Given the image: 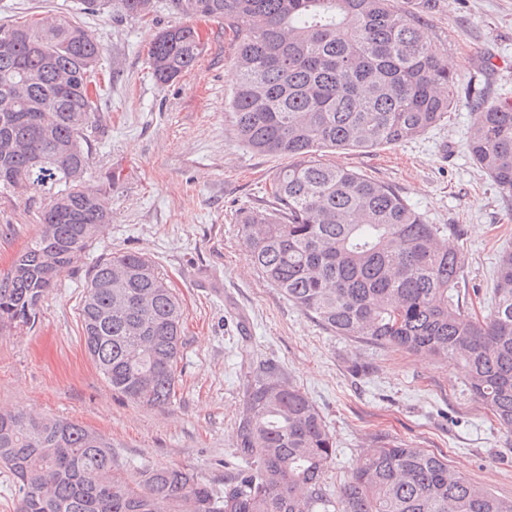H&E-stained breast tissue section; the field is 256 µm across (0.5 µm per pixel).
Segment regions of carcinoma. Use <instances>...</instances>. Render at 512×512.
I'll list each match as a JSON object with an SVG mask.
<instances>
[{"instance_id":"carcinoma-1","label":"carcinoma","mask_w":512,"mask_h":512,"mask_svg":"<svg viewBox=\"0 0 512 512\" xmlns=\"http://www.w3.org/2000/svg\"><path fill=\"white\" fill-rule=\"evenodd\" d=\"M147 18L153 0H115ZM179 21L157 32L147 64L169 83L202 53L192 18H222L236 39L229 115L240 142L296 162L272 179L269 204L243 216L242 239L261 276L345 338L457 358L470 391L512 436V250L501 252L489 314L478 316L448 225L429 224L390 186L315 158L412 140L458 104L448 59L398 0H171ZM30 32L0 55V191L44 199L39 229L0 279V332L35 322L58 275L112 220L90 183L85 131L101 96L97 41L67 19L17 21ZM468 150L512 197V102L479 106ZM43 163L35 167L32 157ZM50 253L52 261L43 259ZM79 318L84 346L112 392L164 408L178 382L183 308L158 267L137 252L100 258ZM236 454L247 463L217 492L187 469L117 472L112 442L76 422L0 411V465L18 486L17 512H512V499L459 476L448 458L374 438L336 489V440L306 392L273 360L247 372Z\"/></svg>"}]
</instances>
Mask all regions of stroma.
Here are the masks:
<instances>
[{"label": "stroma", "mask_w": 512, "mask_h": 512, "mask_svg": "<svg viewBox=\"0 0 512 512\" xmlns=\"http://www.w3.org/2000/svg\"><path fill=\"white\" fill-rule=\"evenodd\" d=\"M46 16L82 24L112 76L88 132L93 184L115 177L105 196L112 220L60 275L34 325L0 335V408L57 416L110 437L123 475L179 466L220 491L234 460L248 365L272 358L336 438L329 479L350 474L363 444L383 436L445 455L465 479L512 499V436L473 396L461 364L336 335L252 265L239 220L266 205L272 178L289 160L254 153L237 138L224 109L235 86V46L223 20H195L198 62L162 83L146 59L155 33L176 20L169 0H155L144 19L113 6L91 12L83 0H0V25ZM423 23L458 74L456 109L413 140L316 157L390 185L428 223L460 228L462 285L478 289L474 307L484 315L498 256L512 248V198L475 165L466 143L477 118L472 99L512 97V0H435ZM37 227L30 194H0V277ZM127 250L155 262L184 308L180 381L162 410L114 394L81 338L78 313L93 265ZM356 363L361 372H353Z\"/></svg>", "instance_id": "1"}]
</instances>
